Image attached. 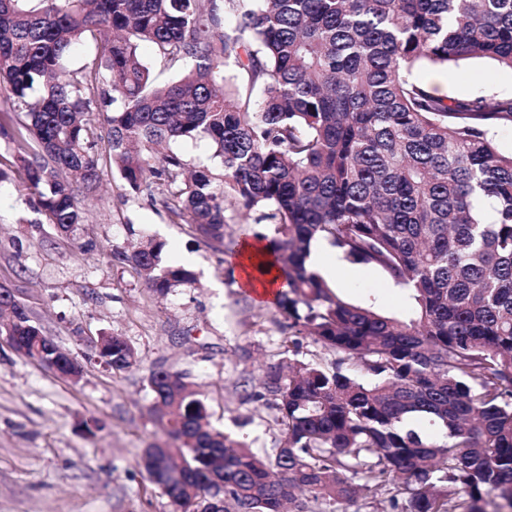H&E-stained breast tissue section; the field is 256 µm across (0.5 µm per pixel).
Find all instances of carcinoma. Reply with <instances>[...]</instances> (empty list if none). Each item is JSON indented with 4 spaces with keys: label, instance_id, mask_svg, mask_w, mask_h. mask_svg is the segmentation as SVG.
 I'll use <instances>...</instances> for the list:
<instances>
[{
    "label": "carcinoma",
    "instance_id": "1",
    "mask_svg": "<svg viewBox=\"0 0 512 512\" xmlns=\"http://www.w3.org/2000/svg\"><path fill=\"white\" fill-rule=\"evenodd\" d=\"M0 0V83L25 117L14 165L47 222L87 221L76 191L100 163L225 245V212L259 235L287 290L279 312L324 357L265 368L279 445L261 456L211 426L188 375L148 377L166 440L141 456L178 512H321L390 485L393 512L512 508V96L436 94L420 67L489 59L512 71V0ZM92 41L74 75L64 62ZM182 75L159 84L139 48ZM242 77L239 88L226 74ZM103 116L104 135L91 119ZM208 138L220 182L153 147ZM104 155L93 151L98 139ZM324 242L406 290L410 316L342 298L309 264ZM149 239L113 256L158 295L195 281ZM0 335H31L28 311L0 309ZM114 373L137 363L101 336Z\"/></svg>",
    "mask_w": 512,
    "mask_h": 512
}]
</instances>
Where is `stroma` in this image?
Listing matches in <instances>:
<instances>
[{
	"label": "stroma",
	"mask_w": 512,
	"mask_h": 512,
	"mask_svg": "<svg viewBox=\"0 0 512 512\" xmlns=\"http://www.w3.org/2000/svg\"><path fill=\"white\" fill-rule=\"evenodd\" d=\"M422 81L440 76L448 95L466 97L493 88L512 95V72L486 59L462 69L419 68ZM11 114L0 134V284L10 288L43 333L83 361L78 380L62 377L20 356L0 336V512H174L170 500L138 464L162 432L149 414L148 376L156 365L185 371L213 426L243 436L257 452L280 437L271 403L246 398L267 365L286 358L309 361L321 351L309 337L284 328L276 307L259 304L241 286L237 266L198 237L192 225L162 206L152 186L132 191L118 171L104 166L93 189L78 200L88 221L60 235L37 212L13 165L22 116L0 89V115ZM166 244L164 259L190 255L192 284L164 296L146 288L137 271L112 256L144 237ZM332 288L346 300L374 298L383 313L406 317L410 302L380 272L340 259ZM122 336L138 362L112 373L87 362L103 333ZM97 421L98 430L85 424Z\"/></svg>",
	"instance_id": "obj_1"
}]
</instances>
